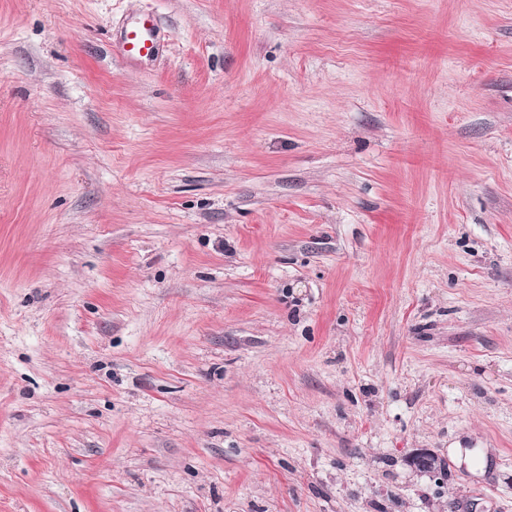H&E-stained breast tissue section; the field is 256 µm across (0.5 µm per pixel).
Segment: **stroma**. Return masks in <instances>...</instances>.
I'll use <instances>...</instances> for the list:
<instances>
[{"label": "stroma", "instance_id": "stroma-1", "mask_svg": "<svg viewBox=\"0 0 512 512\" xmlns=\"http://www.w3.org/2000/svg\"><path fill=\"white\" fill-rule=\"evenodd\" d=\"M0 512H512V0H0ZM158 21L152 15H144L131 23L124 33L121 44L123 55L130 60L149 58L157 51ZM408 465L419 471L434 473L442 470L437 455L428 448H419L413 452L407 460Z\"/></svg>", "mask_w": 512, "mask_h": 512}]
</instances>
